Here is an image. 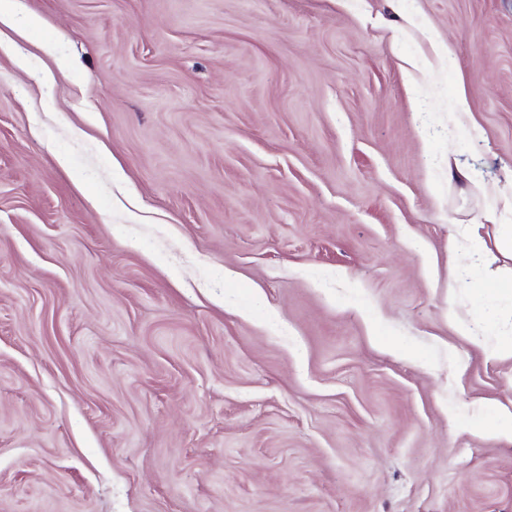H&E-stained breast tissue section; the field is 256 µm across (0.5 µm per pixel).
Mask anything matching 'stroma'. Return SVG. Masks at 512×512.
<instances>
[{
    "mask_svg": "<svg viewBox=\"0 0 512 512\" xmlns=\"http://www.w3.org/2000/svg\"><path fill=\"white\" fill-rule=\"evenodd\" d=\"M25 4L68 67L0 53V512H512V299L464 285L512 265V0ZM484 220L496 226L495 247L498 252L512 259V224L498 223L495 210L487 211Z\"/></svg>",
    "mask_w": 512,
    "mask_h": 512,
    "instance_id": "stroma-1",
    "label": "stroma"
}]
</instances>
